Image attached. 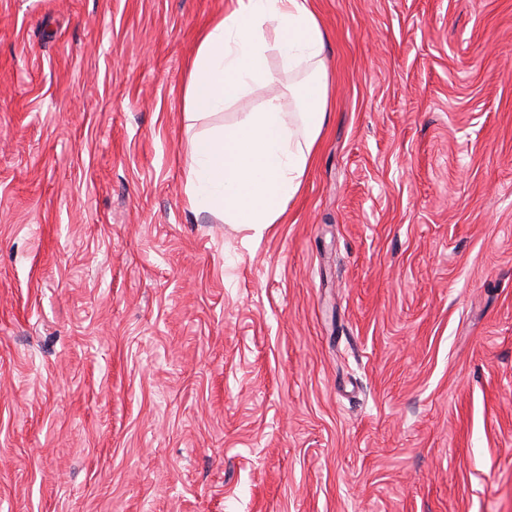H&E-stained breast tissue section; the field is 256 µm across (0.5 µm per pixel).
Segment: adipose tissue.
<instances>
[{
    "mask_svg": "<svg viewBox=\"0 0 512 512\" xmlns=\"http://www.w3.org/2000/svg\"><path fill=\"white\" fill-rule=\"evenodd\" d=\"M323 53V32L308 0H235L205 33L188 73V121L279 83L281 73L301 68L305 75L288 96L271 95L235 123L191 140L186 190L194 208L245 225L258 238L281 222L328 116ZM273 55L279 68L269 63ZM289 96L296 111L285 103Z\"/></svg>",
    "mask_w": 512,
    "mask_h": 512,
    "instance_id": "adipose-tissue-1",
    "label": "adipose tissue"
}]
</instances>
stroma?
Here are the masks:
<instances>
[{"label": "stroma", "instance_id": "1", "mask_svg": "<svg viewBox=\"0 0 512 512\" xmlns=\"http://www.w3.org/2000/svg\"><path fill=\"white\" fill-rule=\"evenodd\" d=\"M329 120L194 209L231 0H0V512H512V0H309Z\"/></svg>", "mask_w": 512, "mask_h": 512}]
</instances>
